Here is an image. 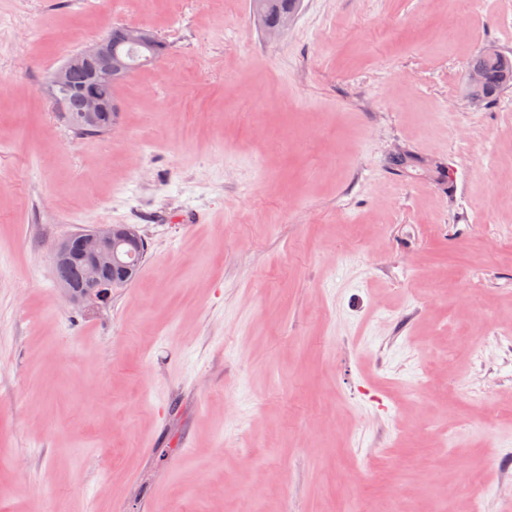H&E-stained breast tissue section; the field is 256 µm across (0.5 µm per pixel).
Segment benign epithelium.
<instances>
[{
	"label": "benign epithelium",
	"mask_w": 512,
	"mask_h": 512,
	"mask_svg": "<svg viewBox=\"0 0 512 512\" xmlns=\"http://www.w3.org/2000/svg\"><path fill=\"white\" fill-rule=\"evenodd\" d=\"M163 49L164 43L146 29L134 25L111 27L53 74L46 93L59 105L65 103L69 93H75L83 100L76 122L91 126L104 123L110 130L112 113L119 107L115 100L104 99L100 89L123 82L132 74L137 62L157 61ZM75 72L84 75V81L76 85L70 83ZM73 239L77 255L88 267V275L80 293L63 288L71 303L104 298L112 289L122 287L137 263L141 247L146 245L138 229L131 224H103L81 231ZM108 270L115 275L105 276Z\"/></svg>",
	"instance_id": "obj_1"
}]
</instances>
